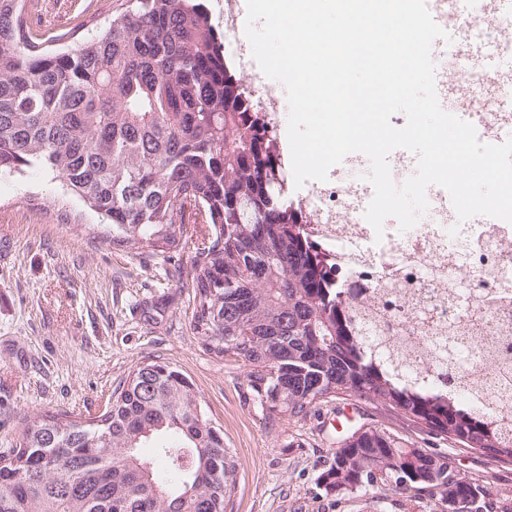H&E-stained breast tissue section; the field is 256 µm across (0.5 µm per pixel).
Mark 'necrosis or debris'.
Returning <instances> with one entry per match:
<instances>
[{"label":"necrosis or debris","mask_w":512,"mask_h":512,"mask_svg":"<svg viewBox=\"0 0 512 512\" xmlns=\"http://www.w3.org/2000/svg\"><path fill=\"white\" fill-rule=\"evenodd\" d=\"M454 25L468 32L474 48L493 43L512 57V29L501 19L489 17L483 0H468L466 9L456 11ZM224 53L237 71L248 68L250 53L239 34L238 0H224ZM434 63L438 71L465 87L458 116L473 124L481 142H488L498 102L477 59L451 63L438 57ZM251 94L265 108L275 153L283 163H290L276 85L255 83ZM366 162L363 154H349L342 165L351 170L350 178L314 181L290 198L307 218L305 231L310 239L319 242L336 265L337 284L351 297L362 322H375L385 297L399 298L401 333L419 340L417 357L427 363L421 374L405 372L401 378L432 389L436 369L428 363L425 337L440 335L448 323H455L460 331L453 337L454 348L468 358L498 337L512 335V224L500 219L476 224L449 217L448 193L433 185L426 190L424 221L403 232L397 220L390 218L384 222L383 234H376L364 218L374 195L372 184L361 177ZM460 271L470 283L484 288L483 306H460L453 280ZM462 376L463 383L454 393L456 402L492 425L512 431V382L505 372L468 366Z\"/></svg>","instance_id":"1"}]
</instances>
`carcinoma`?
I'll use <instances>...</instances> for the list:
<instances>
[{
  "instance_id": "obj_1",
  "label": "carcinoma",
  "mask_w": 512,
  "mask_h": 512,
  "mask_svg": "<svg viewBox=\"0 0 512 512\" xmlns=\"http://www.w3.org/2000/svg\"><path fill=\"white\" fill-rule=\"evenodd\" d=\"M55 51L0 0V175L46 167L109 221L114 245L166 252L177 229L211 224L197 242L193 329L216 356L244 360L261 407L305 417L319 403L382 407L428 436L512 464V436L452 401L462 360L441 347L446 394L402 385L382 345L357 330L331 265L304 233L267 126L226 60L200 0H122ZM159 441L158 457L140 448ZM385 427L337 441L319 476L328 491L391 492L435 512L448 498L501 497L472 481L448 483L442 461ZM174 482L158 476V465ZM236 471L192 381L142 361L87 421L51 414L0 453V512H226Z\"/></svg>"
}]
</instances>
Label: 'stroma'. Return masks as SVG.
<instances>
[{
	"mask_svg": "<svg viewBox=\"0 0 512 512\" xmlns=\"http://www.w3.org/2000/svg\"><path fill=\"white\" fill-rule=\"evenodd\" d=\"M120 0H23L34 22L62 11L67 25L107 18ZM0 451L26 427L62 411L102 410L141 361L176 366L197 388L208 418L237 464L228 512H413L399 495H339L317 478L341 435L339 401L297 421L263 410L245 363L218 357L193 330L194 241L157 253L113 245L105 224L52 171L0 176ZM357 424L399 431L450 455L489 490H512V465L449 447L389 411L361 407Z\"/></svg>",
	"mask_w": 512,
	"mask_h": 512,
	"instance_id": "35a3bbf8",
	"label": "stroma"
}]
</instances>
